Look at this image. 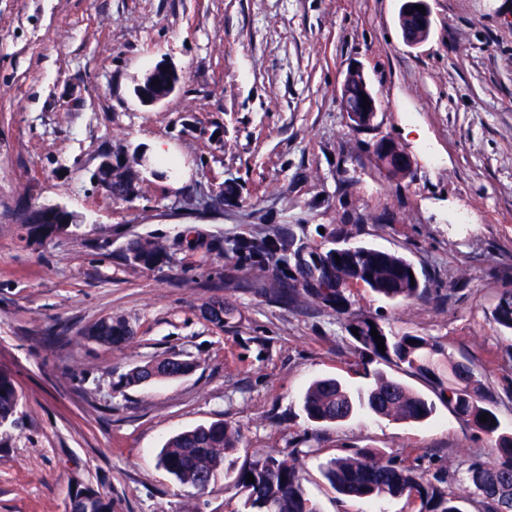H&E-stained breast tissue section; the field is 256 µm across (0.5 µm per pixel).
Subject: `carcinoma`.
<instances>
[{"label": "carcinoma", "instance_id": "cac0c4a2", "mask_svg": "<svg viewBox=\"0 0 512 512\" xmlns=\"http://www.w3.org/2000/svg\"><path fill=\"white\" fill-rule=\"evenodd\" d=\"M142 154L133 161L116 163L96 172L98 183L114 200H124L139 188ZM21 227L25 240L42 244L69 232V224L45 223L44 207L23 213ZM240 257L258 271L260 287L293 306L303 302L322 305L339 316L349 332L359 364L384 362L403 373L424 381L437 399L465 426L494 441L491 461L475 459L464 477L466 487L481 498L484 512H512V433L501 428L498 420V393L488 377L467 358L456 359L445 346L428 336L412 332H393L377 318L349 307L347 288L355 283L397 303H409L428 297L430 288L411 286L409 272L415 267L405 257L365 245L355 246L354 257L336 261V248L296 246L285 239L284 230L274 228L259 238L236 243ZM167 247L157 239L134 236L121 250L122 265L133 271L155 269L167 263ZM290 274H285L284 270ZM235 307L222 299L204 303L201 314L211 324L222 327L235 317ZM494 322L512 332V289L503 288L492 310ZM376 328L383 337L385 352L378 350L371 336ZM358 329V334L351 333ZM98 343L123 348L135 332L122 317H103L87 327ZM414 343H408V340ZM195 362L174 354L132 368L122 377L127 386H138L155 378L193 370ZM307 419L317 424H338L360 413L400 422H424L436 411L431 400L384 371L373 373V383L366 390H352L339 379L314 380L300 398ZM21 391L16 373L0 367V428L15 427L20 420ZM488 421L481 422V414ZM496 424H491V420ZM240 441L239 430L229 423L214 421L171 437L158 455V464L180 484L205 490L224 471L226 459ZM255 482H246L247 475ZM330 486L346 499L372 501L379 498H403L418 506V512H462L457 497L441 487L439 477L429 478L413 465L371 449H356L338 456L323 467ZM303 467L296 459L276 453L253 457L243 464L234 478L243 496L242 512H320L305 493ZM75 512H112V498L91 485L79 487Z\"/></svg>", "mask_w": 512, "mask_h": 512}]
</instances>
